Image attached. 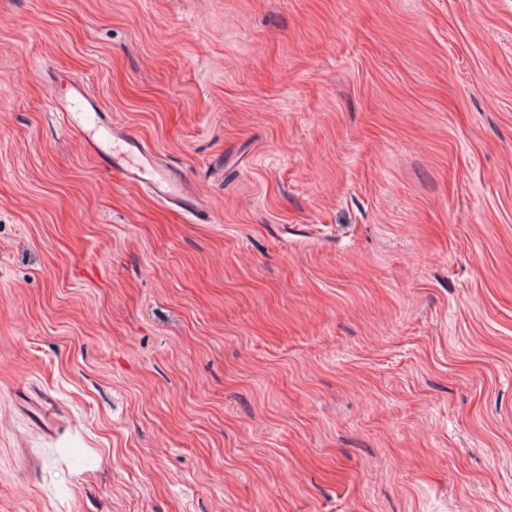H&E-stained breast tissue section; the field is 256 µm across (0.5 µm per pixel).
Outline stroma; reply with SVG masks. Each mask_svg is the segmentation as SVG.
<instances>
[{"mask_svg": "<svg viewBox=\"0 0 512 512\" xmlns=\"http://www.w3.org/2000/svg\"><path fill=\"white\" fill-rule=\"evenodd\" d=\"M0 512H512V0H0ZM58 82L66 86L67 93L53 94V110L60 112L65 130L78 138L88 151L103 155V165L110 167L114 176L142 186L155 201L182 215L195 216L202 211L200 198L183 176L160 164L144 139L128 127L112 123L105 113L96 114L94 127L89 128L85 113L88 107L96 111L82 86L66 72H59ZM102 136L112 141V158L102 151Z\"/></svg>", "mask_w": 512, "mask_h": 512, "instance_id": "stroma-1", "label": "stroma"}]
</instances>
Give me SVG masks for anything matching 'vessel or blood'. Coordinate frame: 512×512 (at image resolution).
<instances>
[{
  "instance_id": "obj_1",
  "label": "vessel or blood",
  "mask_w": 512,
  "mask_h": 512,
  "mask_svg": "<svg viewBox=\"0 0 512 512\" xmlns=\"http://www.w3.org/2000/svg\"><path fill=\"white\" fill-rule=\"evenodd\" d=\"M60 84L67 91L51 98L54 111L60 112L67 132L84 147L101 155L104 166L114 176L142 186L160 204L183 215L201 211L202 202L178 172L159 163L154 150L128 127L113 123L106 114H98L94 125H87L85 113L92 102L80 84L67 73H60Z\"/></svg>"
}]
</instances>
